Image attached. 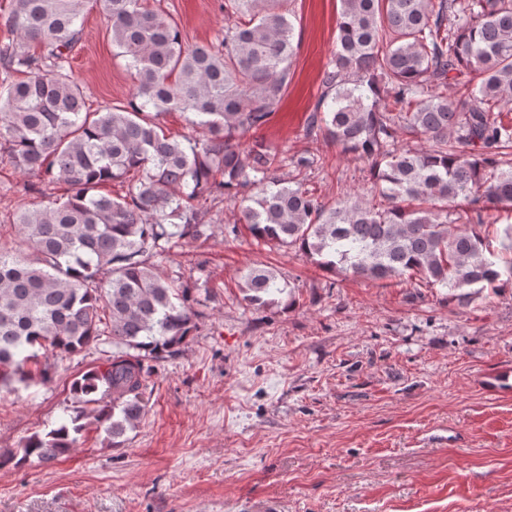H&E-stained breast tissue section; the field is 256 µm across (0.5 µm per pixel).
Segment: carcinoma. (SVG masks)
Returning <instances> with one entry per match:
<instances>
[{
    "label": "carcinoma",
    "mask_w": 512,
    "mask_h": 512,
    "mask_svg": "<svg viewBox=\"0 0 512 512\" xmlns=\"http://www.w3.org/2000/svg\"><path fill=\"white\" fill-rule=\"evenodd\" d=\"M89 2L13 0L17 40L0 43V68L27 75L0 84V156L42 185H67L44 207H19L26 249L0 246V387L49 381L50 353L113 351L72 380L65 421L0 450V466L50 463L91 430L118 447L142 421L152 363L194 335L203 303L150 259L208 238L199 205L215 194L255 240L295 247L337 275L415 279L459 303L512 288V224L486 230L497 223L490 211L512 213V165L501 167L512 125L495 115L512 104V0H340L308 127L371 161L385 206L349 194L323 203L275 176L313 157L239 144L288 85L294 26L281 0H224V37L196 46L144 0H103L136 84L128 102L95 110L68 70ZM385 93L399 111L380 108ZM172 111L192 114L199 136L166 134L154 116ZM400 132L428 146L397 147ZM110 182L125 193H100ZM241 280L251 306L285 291L269 267Z\"/></svg>",
    "instance_id": "1"
}]
</instances>
